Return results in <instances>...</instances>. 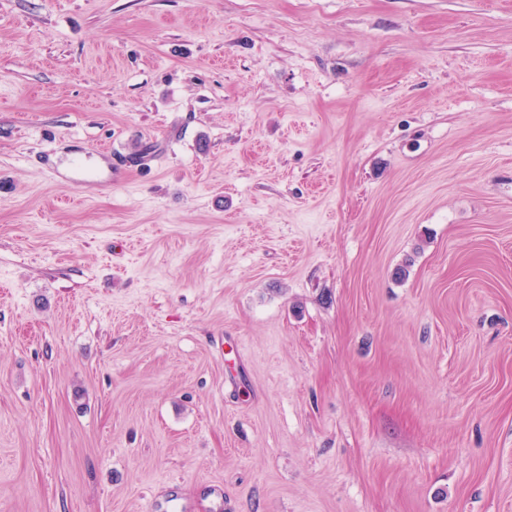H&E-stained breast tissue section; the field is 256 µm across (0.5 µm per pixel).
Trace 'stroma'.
Instances as JSON below:
<instances>
[{
    "label": "stroma",
    "instance_id": "obj_1",
    "mask_svg": "<svg viewBox=\"0 0 512 512\" xmlns=\"http://www.w3.org/2000/svg\"><path fill=\"white\" fill-rule=\"evenodd\" d=\"M0 512H512V0H0Z\"/></svg>",
    "mask_w": 512,
    "mask_h": 512
}]
</instances>
